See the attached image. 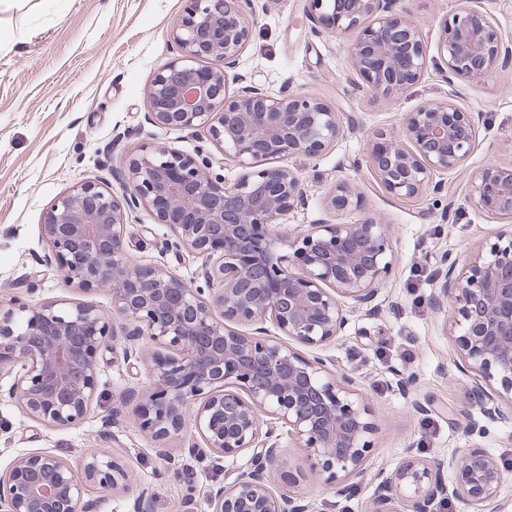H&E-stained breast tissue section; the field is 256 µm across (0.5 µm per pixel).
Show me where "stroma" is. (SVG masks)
Listing matches in <instances>:
<instances>
[{"mask_svg": "<svg viewBox=\"0 0 512 512\" xmlns=\"http://www.w3.org/2000/svg\"><path fill=\"white\" fill-rule=\"evenodd\" d=\"M186 7V0H0L1 297L31 307L57 300L110 308L108 290L85 293L66 286L38 259L48 250L42 226L62 196L87 182L122 192L121 176L104 167L117 134H125L130 145L145 141L190 156L211 154L223 161L226 181L238 177L239 167L224 160L206 132L155 128L145 121L148 85L177 54L170 29ZM247 14L251 37L238 73L274 94L286 89L322 99L337 107L345 125L344 136L322 154L288 157L308 196L290 223L345 224L369 214L391 226L392 270L377 297L378 314L349 313L343 336L322 351L365 389L377 424L371 437L373 468L393 470L411 446L420 457L441 459L460 448H483L512 470V423L486 422L484 433L475 436L459 426L461 411L480 412L469 399L480 376L459 372L456 313L436 312L431 282L432 265L442 254L458 256V267L465 270L497 240L501 222L472 208L468 182L487 164L512 166V62L484 80L452 85L431 67L409 91L376 95L352 85L345 43L314 29L306 0H252ZM446 97L474 118L471 153L456 171L443 175L447 192L393 197L367 163L373 132L399 133L404 113ZM339 180L361 191V208L331 207L326 191ZM169 240V230L150 209L139 208L130 217L127 241L135 260L194 277L197 262L169 247ZM100 369L101 394L78 425L50 427L23 414L17 404L0 403V475L23 453L76 457L105 448L148 488L146 512H182L189 498L197 512H210L207 490L232 481V473L209 459L189 457L179 468L158 459L122 398L128 389L147 386L143 362L107 351ZM397 370L414 375L409 392L398 391ZM417 400L429 413L414 410ZM115 410L118 424L103 428ZM283 446L272 478L275 490L308 496L314 512H370L368 479H360L352 498L338 496L316 479L317 467L302 449L288 439Z\"/></svg>", "mask_w": 512, "mask_h": 512, "instance_id": "stroma-1", "label": "stroma"}]
</instances>
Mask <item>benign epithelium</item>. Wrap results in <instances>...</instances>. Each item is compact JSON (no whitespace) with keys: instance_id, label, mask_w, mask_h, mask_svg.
<instances>
[{"instance_id":"benign-epithelium-1","label":"benign epithelium","mask_w":512,"mask_h":512,"mask_svg":"<svg viewBox=\"0 0 512 512\" xmlns=\"http://www.w3.org/2000/svg\"><path fill=\"white\" fill-rule=\"evenodd\" d=\"M307 2L314 28L349 40L357 87L374 94L413 88L432 60L450 82L475 81L512 55L475 0H462L438 20L434 59L420 24L394 9L396 0ZM172 36L179 54L148 87L147 123L208 130L242 173L228 184L207 155L144 143L127 154L122 196L85 183L62 197L43 224L49 252L41 262L68 286L108 289L123 322L114 324L108 311L90 305L6 308L0 300V364L20 365L7 397L35 420L76 425L99 396L103 352L126 359L146 336L158 350L134 416L157 442L156 456L175 461L167 442L191 430V457L235 463L250 453L248 470L209 491L212 512H312L304 498L269 484L281 463L278 427L321 466L324 484L346 495L345 480L368 471L375 424L353 376L291 342L319 349L343 336L348 312L371 305L392 268L390 226L374 216L351 224H285L308 197L299 174L282 161L326 151L344 129L338 110L318 99L273 96L251 84L230 90L250 38L240 0H190ZM204 59L222 65L208 67ZM402 136L376 133L369 165L387 193L410 199L442 190L433 177L461 165L476 129L471 113L448 98L405 113ZM328 199L347 209L359 205L360 192L340 181ZM469 201L505 224L468 275L456 273L448 254L435 263L433 303L439 311L456 305V342L467 367L499 384L492 392L474 387L481 414L511 422L512 167L488 164L472 173ZM141 205L169 228L171 246L201 259L203 279L220 287L207 294L179 275L132 261L127 226ZM271 326L287 341L271 339ZM447 467L455 473L452 484ZM508 476L481 448H464L447 461L423 459L409 448L394 472L371 479L373 512H437L450 495L470 512H486ZM136 481L104 448L77 460L25 453L0 476V512H94L90 490L104 496Z\"/></svg>"}]
</instances>
